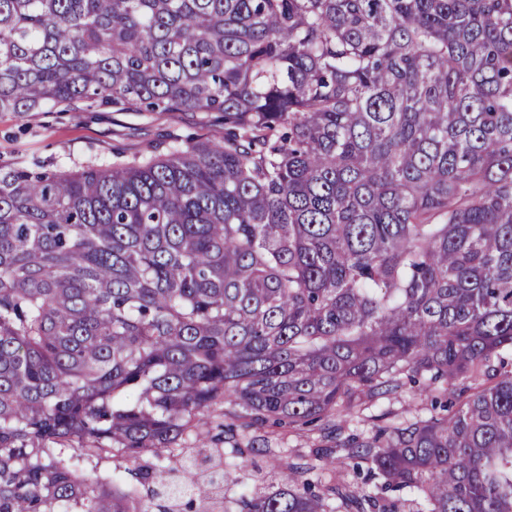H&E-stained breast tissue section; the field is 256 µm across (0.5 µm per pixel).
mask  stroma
<instances>
[{
  "instance_id": "35a3bbf8",
  "label": "stroma",
  "mask_w": 512,
  "mask_h": 512,
  "mask_svg": "<svg viewBox=\"0 0 512 512\" xmlns=\"http://www.w3.org/2000/svg\"><path fill=\"white\" fill-rule=\"evenodd\" d=\"M220 112H116L111 106H47L39 112L0 113V164L75 171L106 165L116 155L130 159L161 151L177 141L222 138ZM239 443L249 455L224 485L226 500L261 494L280 484L291 457L309 455L317 432L263 426L243 430Z\"/></svg>"
}]
</instances>
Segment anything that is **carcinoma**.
Instances as JSON below:
<instances>
[{
	"label": "carcinoma",
	"instance_id": "cac0c4a2",
	"mask_svg": "<svg viewBox=\"0 0 512 512\" xmlns=\"http://www.w3.org/2000/svg\"><path fill=\"white\" fill-rule=\"evenodd\" d=\"M89 99L224 139L0 167V512H223L240 420L333 416L234 512H512V0H0V112ZM425 408H427L425 401H422L419 397L405 390L396 398H393L390 401H384L363 411V415L361 417H363L365 420V422H362V424H365L363 429L364 433L365 435L370 436L372 434V430L376 426L385 425L388 423L389 420L375 417L382 414L383 412L390 411L392 416L409 417L416 414L417 412H428V410ZM224 409V404H219L211 408V419L212 423L206 427L204 425H198L197 428L193 429L189 434V438L183 443L181 448H188L195 446L196 444L201 442H212L214 438L219 433V429L216 428L218 422L222 421L220 417L221 411ZM208 431V432H207Z\"/></svg>",
	"mask_w": 512,
	"mask_h": 512
}]
</instances>
